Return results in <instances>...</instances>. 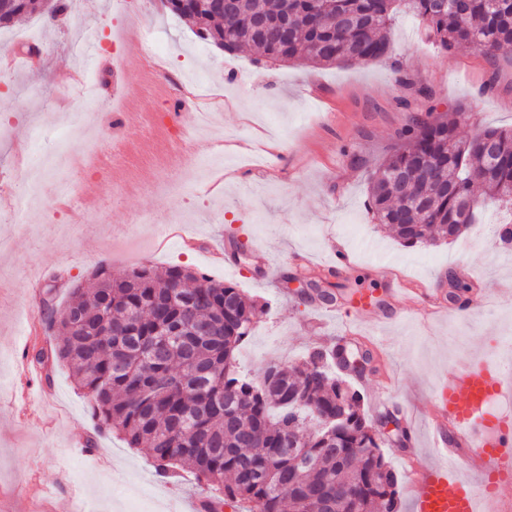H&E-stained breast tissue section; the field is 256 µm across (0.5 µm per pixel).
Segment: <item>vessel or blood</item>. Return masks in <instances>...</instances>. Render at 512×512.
Here are the masks:
<instances>
[{
  "instance_id": "1",
  "label": "vessel or blood",
  "mask_w": 512,
  "mask_h": 512,
  "mask_svg": "<svg viewBox=\"0 0 512 512\" xmlns=\"http://www.w3.org/2000/svg\"><path fill=\"white\" fill-rule=\"evenodd\" d=\"M512 397V375L482 359L445 379L428 414L437 462H410L414 512H512V500L491 492L486 477L512 475V422L488 409Z\"/></svg>"
}]
</instances>
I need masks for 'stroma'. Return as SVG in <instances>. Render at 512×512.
Masks as SVG:
<instances>
[{
	"instance_id": "1",
	"label": "stroma",
	"mask_w": 512,
	"mask_h": 512,
	"mask_svg": "<svg viewBox=\"0 0 512 512\" xmlns=\"http://www.w3.org/2000/svg\"><path fill=\"white\" fill-rule=\"evenodd\" d=\"M118 0H69L55 25L35 15L0 30V49L39 48L42 63L17 60L0 76V180L15 195L26 191L29 165L60 149L81 153L87 142L108 146L122 137L131 150V181L112 182L73 173L80 187L100 203L98 223L62 228L48 212L57 204L45 185L42 204L0 210V231L9 232L0 249V507L5 512H193L199 493L194 471L183 467L175 480L158 474L147 451L127 447L115 434L98 433L91 401L76 388L67 364L36 362L33 351L56 345L42 316L27 318L43 297L45 267L64 268L57 306L99 264L114 274L142 265L163 269L181 265L218 281H230L263 305L265 312L240 346L236 364L254 377L272 362L298 360L316 347L341 346L349 353L371 351V371L351 375L365 398L369 416L400 419L409 414L415 434L384 452L399 477L401 512H413L407 462L434 459L427 424L431 400L445 378L470 355L487 356L494 342L512 339V248L500 245L495 228L512 213L487 201L479 223L455 241L420 248L403 247L388 226L378 224L370 206L368 178L394 151L397 134L412 113L436 107L445 112L466 103L476 121L512 126V48L488 62L471 48L444 51L422 40L420 22L398 17L387 58L314 66L301 60H257L255 52H223L196 37L189 24L151 9L146 20L159 35L172 64L199 76L224 96L213 113L214 133L230 150L259 153L258 163L235 167L239 180L205 196L174 195L167 182L184 181V158L166 160L163 141H146L138 126H118L107 103L113 96L133 98L142 78V45L136 22L119 13ZM101 27L95 61L80 45L92 27ZM121 58L117 88L102 86L101 101L71 98L64 110L48 105L61 91L63 72L107 69V49ZM428 88L424 99L419 88ZM86 115L85 137L60 141L58 130L70 115ZM156 220L175 218L181 232L160 242L155 223L133 220L143 213ZM195 249H188L187 239ZM343 244L352 265L330 273L332 250ZM264 248L269 268L254 251ZM310 258L325 281L340 283L346 294L333 301L317 289L298 296L302 268L295 254ZM468 283L448 295V278ZM419 289L443 310L424 317L406 311L405 299L366 320L356 337L343 335V314L353 297L385 298L389 278ZM93 442L95 454L84 451Z\"/></svg>"
}]
</instances>
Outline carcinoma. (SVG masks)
<instances>
[{"label":"carcinoma","instance_id":"obj_1","mask_svg":"<svg viewBox=\"0 0 512 512\" xmlns=\"http://www.w3.org/2000/svg\"><path fill=\"white\" fill-rule=\"evenodd\" d=\"M232 16L211 0H164L216 48L254 49L276 61L314 65L373 62L389 55L399 12L419 18L423 38L449 50L470 47L494 61L512 47V0H468L464 13L434 0H236ZM65 0H0V29L33 15L51 21ZM453 115L430 108L411 118L395 150L369 182L370 208L405 247L455 238L475 220L468 204L490 198L512 206V128L475 123L458 137ZM497 142L499 161L484 157ZM424 195L427 207H415ZM67 363L92 402L100 427L144 448L157 472L182 465L218 504L243 512H398V476L380 449L364 399L340 375L336 351L315 348L290 366L269 364L257 379L241 374L235 351L264 308L232 283L183 266L143 265L119 275L99 264L49 307ZM198 322L211 336H192ZM341 489L343 501L319 493Z\"/></svg>","mask_w":512,"mask_h":512}]
</instances>
